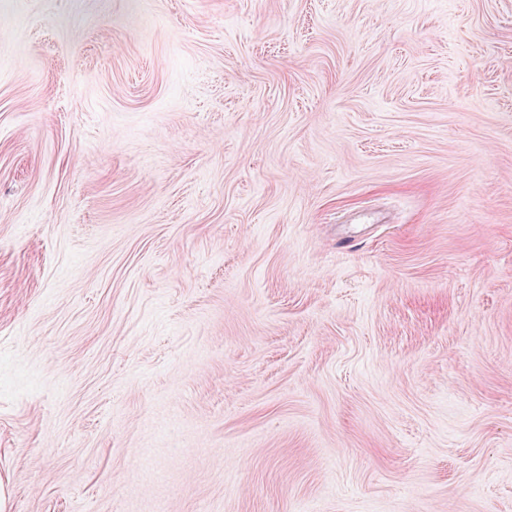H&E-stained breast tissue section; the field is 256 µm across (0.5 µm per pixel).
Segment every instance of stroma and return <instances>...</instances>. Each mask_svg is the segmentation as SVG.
<instances>
[{
  "instance_id": "obj_1",
  "label": "stroma",
  "mask_w": 512,
  "mask_h": 512,
  "mask_svg": "<svg viewBox=\"0 0 512 512\" xmlns=\"http://www.w3.org/2000/svg\"><path fill=\"white\" fill-rule=\"evenodd\" d=\"M5 512H512V0H0Z\"/></svg>"
}]
</instances>
